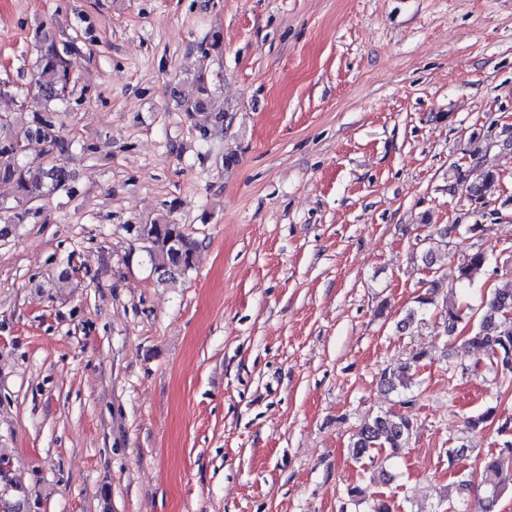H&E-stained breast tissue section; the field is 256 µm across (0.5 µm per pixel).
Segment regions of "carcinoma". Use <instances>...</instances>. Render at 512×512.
I'll return each mask as SVG.
<instances>
[{
  "label": "carcinoma",
  "mask_w": 512,
  "mask_h": 512,
  "mask_svg": "<svg viewBox=\"0 0 512 512\" xmlns=\"http://www.w3.org/2000/svg\"><path fill=\"white\" fill-rule=\"evenodd\" d=\"M39 53L34 86L38 102L43 106L40 112L7 114L0 119V180L16 184L19 196L16 205L0 206L7 215L0 221L8 224H24L32 214L31 203L44 195L65 189L70 174L61 157L69 151V142L61 135L55 111L50 104L65 100L74 92L75 81L67 67L64 52L60 51L50 31L36 33ZM195 93L183 96L178 101L181 110L194 121V127L203 136L221 116L210 112L208 99L211 88L205 73L194 77ZM38 140L45 145L43 156L37 160L24 158L30 141ZM457 185L465 188L468 197L486 204V198L493 194L496 177L491 172L474 174V171H459ZM135 237L146 243L151 263L158 270L186 271L193 265L197 241L187 233L184 225L171 222H154L136 225ZM488 262L485 252L476 250L463 259L458 267L459 280H467L471 274ZM440 284L432 282L423 295L416 300L417 307L409 310L400 324L407 327L433 308L438 310L445 335L460 334V339L471 350H483L488 357L486 367L502 375V383L512 385V290L493 291L482 307L474 312L476 322L459 327L464 321L463 311L448 302L437 303ZM427 354L417 352L409 361L389 366L380 372V385L391 392L407 395L414 385L412 369ZM497 421V407L488 406L480 413L466 420V427L480 430ZM413 431L409 416L392 410L369 416L356 428L352 435L351 456L357 463L374 461L373 451L388 450V456L397 458L407 447ZM512 485V441H505L497 453L483 458L478 475L460 473L463 489L474 486L478 491L475 504L465 501H448L453 512H497L498 501L506 488Z\"/></svg>",
  "instance_id": "cac0c4a2"
}]
</instances>
